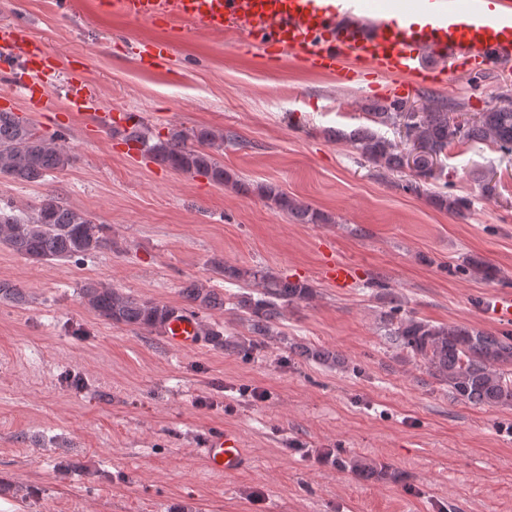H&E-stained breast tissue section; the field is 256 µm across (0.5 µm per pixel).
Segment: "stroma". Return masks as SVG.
<instances>
[{
  "label": "stroma",
  "mask_w": 512,
  "mask_h": 512,
  "mask_svg": "<svg viewBox=\"0 0 512 512\" xmlns=\"http://www.w3.org/2000/svg\"><path fill=\"white\" fill-rule=\"evenodd\" d=\"M1 26L24 27L58 68L44 81L52 110L32 109L13 72H0V95L76 160L39 184L0 178V206L55 193L108 225L114 247L35 263L0 246V280L26 296L0 303V512H512V407L452 399L381 323L393 291L418 317L504 333L479 305L512 291V161L490 145L452 146L444 178L471 203L455 218L336 139L367 126L371 85L291 61L271 67L238 35L128 20L100 0L64 11L56 0H0ZM158 40L169 53L142 67V44ZM75 57L95 87L81 109L67 93ZM510 83L512 70L495 68L474 91L460 72L431 93L474 114ZM130 118L156 136L224 134L226 170L278 186L329 223H295L255 191L128 154ZM216 258L308 280L316 295L285 310L284 339L244 360L114 325L78 294L97 282L181 307L198 282L233 301L239 288ZM338 261L355 268L350 287L324 277ZM481 262L495 280L469 274ZM290 340L339 352L349 371L289 359ZM218 428L239 432L252 458L237 475L206 467L204 438ZM353 456L396 480L357 477L341 466Z\"/></svg>",
  "instance_id": "1"
}]
</instances>
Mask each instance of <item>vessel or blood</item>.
<instances>
[{
    "instance_id": "obj_1",
    "label": "vessel or blood",
    "mask_w": 512,
    "mask_h": 512,
    "mask_svg": "<svg viewBox=\"0 0 512 512\" xmlns=\"http://www.w3.org/2000/svg\"><path fill=\"white\" fill-rule=\"evenodd\" d=\"M112 9L135 21H186L211 34L234 33L260 46L273 63L291 59L348 82L359 71L398 76L403 87L450 86L452 74L512 66V0H112ZM0 70L41 73L56 60L43 44L15 27L0 29ZM501 323L512 322V293L481 306ZM171 345L196 348V317H175ZM208 468L232 476L247 458L238 434L214 431L205 442Z\"/></svg>"
}]
</instances>
